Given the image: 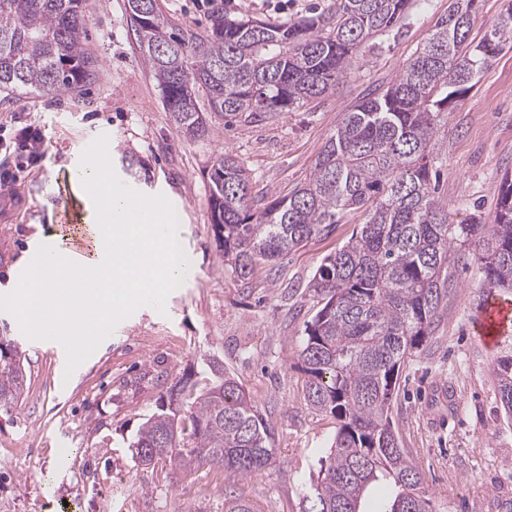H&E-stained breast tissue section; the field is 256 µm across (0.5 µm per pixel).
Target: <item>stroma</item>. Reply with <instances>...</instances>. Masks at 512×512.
<instances>
[{
    "label": "stroma",
    "instance_id": "1",
    "mask_svg": "<svg viewBox=\"0 0 512 512\" xmlns=\"http://www.w3.org/2000/svg\"><path fill=\"white\" fill-rule=\"evenodd\" d=\"M329 0H224L233 15L294 22ZM448 0H410L402 21L366 40L335 91L283 114L234 120L211 137L182 136L162 105L157 82L128 32V0H88L86 31L98 55L97 79L80 97L50 99L0 92V138L34 124L45 158L13 169L11 220L0 219V299L31 261L38 238L59 234L67 158L97 147L113 182L141 200L179 208L181 248L193 273L159 303L143 302L113 319L91 353L19 335L0 306V335L21 352L26 388L0 410V512H222L224 471L203 465L178 476L143 466L131 444L160 396L187 369L217 356L270 422L276 459L235 490L252 512H301L320 461L336 434L333 417L305 397L299 353L318 310L307 283L364 215L344 213L333 231L272 265L240 277L225 264L209 209L208 170L224 151L237 155L255 198L290 194L308 181L326 138L368 92L389 85L447 13ZM438 138V194L451 220L491 215L499 183L512 173V49L493 58L477 85L448 111ZM457 290L430 340L402 367L391 418L403 448L424 477L434 512H512V419L493 369L512 353V328L495 346L473 333L490 302L512 303V290L482 288L475 266L458 262Z\"/></svg>",
    "mask_w": 512,
    "mask_h": 512
}]
</instances>
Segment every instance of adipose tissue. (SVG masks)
Returning <instances> with one entry per match:
<instances>
[{
    "mask_svg": "<svg viewBox=\"0 0 512 512\" xmlns=\"http://www.w3.org/2000/svg\"><path fill=\"white\" fill-rule=\"evenodd\" d=\"M79 187L90 205L81 218L87 252L59 246L46 259L29 264L26 286L13 294L18 309H35L32 333L55 332L60 343L90 349L84 324L120 315L143 300L189 277L186 260L174 259L177 232L164 210L141 219L124 196L109 192L108 177L95 151H87Z\"/></svg>",
    "mask_w": 512,
    "mask_h": 512,
    "instance_id": "obj_1",
    "label": "adipose tissue"
}]
</instances>
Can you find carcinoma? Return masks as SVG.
<instances>
[{
    "instance_id": "carcinoma-1",
    "label": "carcinoma",
    "mask_w": 512,
    "mask_h": 512,
    "mask_svg": "<svg viewBox=\"0 0 512 512\" xmlns=\"http://www.w3.org/2000/svg\"><path fill=\"white\" fill-rule=\"evenodd\" d=\"M480 0H451L428 41L386 88L362 98L327 137L307 183L257 208L237 157L209 170L211 224L224 262L246 277L327 235L347 210H364L347 243L308 282L320 309L299 354L310 405L336 419L303 512H361L370 484L397 489L381 512H432L424 478L400 447L389 411L400 369L427 341L448 306L455 254L482 244L472 262L486 288L512 289V176L502 177L490 220L452 224L437 195V133L494 54L512 49V4L485 39L468 42ZM409 0H334L291 23L237 18L213 0L207 26L180 25L159 0H128L131 34L161 91L163 107L189 139L217 133L212 117L290 112L328 96L369 36L395 27ZM86 0H0V91L43 97L92 83L99 59L85 48ZM494 374L512 417V355ZM26 370L15 342L0 337V409L18 404ZM164 441L157 457L149 449ZM134 457L187 474L201 464L225 480L259 472L275 454L273 429L216 358L206 376L190 371L142 424Z\"/></svg>"
}]
</instances>
